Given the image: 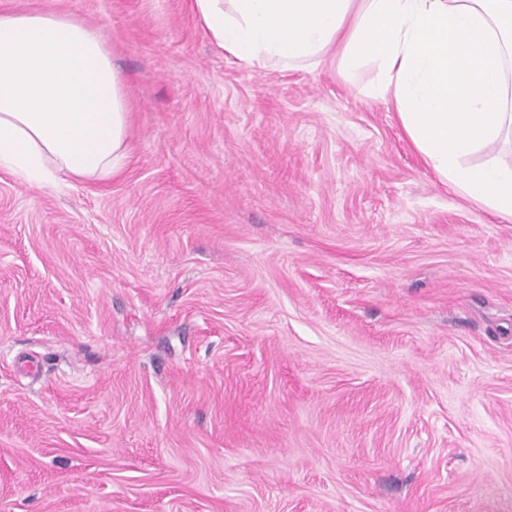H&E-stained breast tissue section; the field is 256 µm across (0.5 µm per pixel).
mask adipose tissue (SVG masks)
Returning a JSON list of instances; mask_svg holds the SVG:
<instances>
[{"mask_svg": "<svg viewBox=\"0 0 512 512\" xmlns=\"http://www.w3.org/2000/svg\"><path fill=\"white\" fill-rule=\"evenodd\" d=\"M209 37L251 70L315 65L342 44L371 97L392 101L425 164L512 216V165L468 166L512 136V0H192ZM125 79L98 32L53 11H0V169L21 183L113 178L130 159Z\"/></svg>", "mask_w": 512, "mask_h": 512, "instance_id": "ef3b65f1", "label": "adipose tissue"}]
</instances>
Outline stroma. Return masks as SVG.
<instances>
[{"mask_svg":"<svg viewBox=\"0 0 512 512\" xmlns=\"http://www.w3.org/2000/svg\"><path fill=\"white\" fill-rule=\"evenodd\" d=\"M0 8L96 28L133 108L117 177L0 169V512H512V217L373 62L246 69L190 0Z\"/></svg>","mask_w":512,"mask_h":512,"instance_id":"stroma-1","label":"stroma"}]
</instances>
